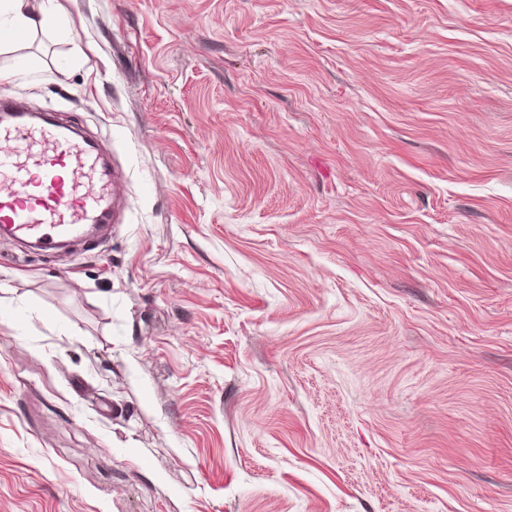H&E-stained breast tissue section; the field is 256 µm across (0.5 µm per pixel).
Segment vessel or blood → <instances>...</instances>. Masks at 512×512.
<instances>
[{"label":"vessel or blood","mask_w":512,"mask_h":512,"mask_svg":"<svg viewBox=\"0 0 512 512\" xmlns=\"http://www.w3.org/2000/svg\"><path fill=\"white\" fill-rule=\"evenodd\" d=\"M101 156L51 118L0 103V234L54 249L101 224L112 184L96 179Z\"/></svg>","instance_id":"1"}]
</instances>
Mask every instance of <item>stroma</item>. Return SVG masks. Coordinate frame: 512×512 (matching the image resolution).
Listing matches in <instances>:
<instances>
[{"label": "stroma", "instance_id": "stroma-1", "mask_svg": "<svg viewBox=\"0 0 512 512\" xmlns=\"http://www.w3.org/2000/svg\"><path fill=\"white\" fill-rule=\"evenodd\" d=\"M0 99L112 233L0 237V512H512V0H62Z\"/></svg>", "mask_w": 512, "mask_h": 512}]
</instances>
